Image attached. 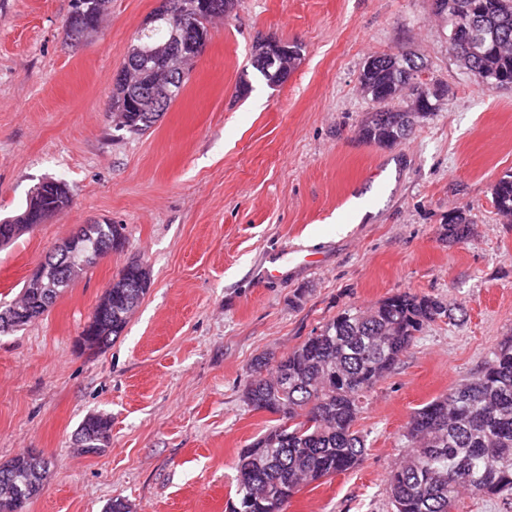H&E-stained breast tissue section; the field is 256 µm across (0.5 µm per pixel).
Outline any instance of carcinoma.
<instances>
[{
  "label": "carcinoma",
  "mask_w": 512,
  "mask_h": 512,
  "mask_svg": "<svg viewBox=\"0 0 512 512\" xmlns=\"http://www.w3.org/2000/svg\"><path fill=\"white\" fill-rule=\"evenodd\" d=\"M479 21L490 38L483 55L463 61V66L482 82L494 87L512 82V0H471ZM98 21V15L74 9L66 21L69 35ZM171 30L162 16L142 31L127 49L134 58L146 45L169 39ZM359 82L363 92L380 108L361 126V139L391 148L406 140L412 129L403 123L382 119L394 109L407 87L419 88L417 73L402 76L407 55L371 56ZM134 75L116 82L112 111L133 134L148 131L170 104L157 109L146 98L148 87L162 78L151 61L131 65ZM498 213L512 222V173L492 186ZM72 203L67 184L47 178L31 191L23 211L0 221V246L41 224ZM466 209L448 215L446 236L459 241L469 230ZM124 287L112 306V317L96 326L85 348L102 351L120 337L132 310L150 288L141 280L136 265L120 273ZM23 309L13 315L11 306L0 310V332L21 328L43 314L41 305L24 294ZM452 318V309L429 295L394 294L370 309L349 307L327 320L266 372L269 357L254 359L244 401L254 410L281 416L241 449L237 463L235 502L230 512H283L301 487L349 471L363 460L365 437L355 430L364 400L374 386L389 374L431 322ZM112 421L99 414L86 416L78 426L86 452L99 454L107 447ZM409 448L403 461L387 477L392 512H452L463 491L490 496L512 490V336L504 339L471 379L438 397L411 416L404 434ZM11 471L0 470V494L12 476L28 467L27 457L9 462Z\"/></svg>",
  "instance_id": "cac0c4a2"
}]
</instances>
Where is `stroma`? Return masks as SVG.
Returning a JSON list of instances; mask_svg holds the SVG:
<instances>
[{"label": "stroma", "mask_w": 512, "mask_h": 512, "mask_svg": "<svg viewBox=\"0 0 512 512\" xmlns=\"http://www.w3.org/2000/svg\"><path fill=\"white\" fill-rule=\"evenodd\" d=\"M74 0H0V220L42 179L72 205L0 247V303L82 224H120L122 250L44 315L0 334V463L49 465L26 512H227L241 448L277 415L243 399L260 354L280 359L339 311L396 292L430 295L441 318L369 393L355 469L301 488L286 512H390L386 478L414 411L476 372L512 335V223L491 188L512 172V88L488 87L448 52L433 0H236L194 59L182 94L145 134L118 129L113 74L160 0H108L86 39ZM301 46L281 85L251 65L261 41ZM408 53L445 87L435 112L393 148L362 141L377 111L359 73ZM468 236L449 240L456 208ZM151 287L122 335L78 341L106 284L130 262ZM278 269L268 277V269ZM111 418L101 454L74 434Z\"/></svg>", "instance_id": "35a3bbf8"}]
</instances>
